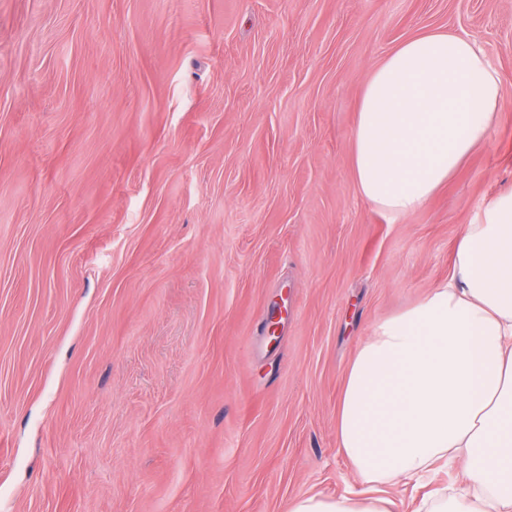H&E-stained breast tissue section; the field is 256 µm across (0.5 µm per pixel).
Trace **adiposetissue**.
I'll return each instance as SVG.
<instances>
[{"instance_id":"adipose-tissue-1","label":"adipose tissue","mask_w":512,"mask_h":512,"mask_svg":"<svg viewBox=\"0 0 512 512\" xmlns=\"http://www.w3.org/2000/svg\"><path fill=\"white\" fill-rule=\"evenodd\" d=\"M501 89L470 37L431 31L396 46L359 100V194L395 219L422 208L487 140ZM336 436L363 491L296 499L289 512H392L394 478L458 464L467 488L432 494L427 512H512V191L466 225L447 280L359 346Z\"/></svg>"}]
</instances>
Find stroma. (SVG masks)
I'll list each match as a JSON object with an SVG mask.
<instances>
[{
  "label": "stroma",
  "mask_w": 512,
  "mask_h": 512,
  "mask_svg": "<svg viewBox=\"0 0 512 512\" xmlns=\"http://www.w3.org/2000/svg\"><path fill=\"white\" fill-rule=\"evenodd\" d=\"M434 30L482 47L499 112L393 221L355 187L356 104ZM509 190L512 0H0V512L361 489L348 365Z\"/></svg>",
  "instance_id": "stroma-1"
}]
</instances>
